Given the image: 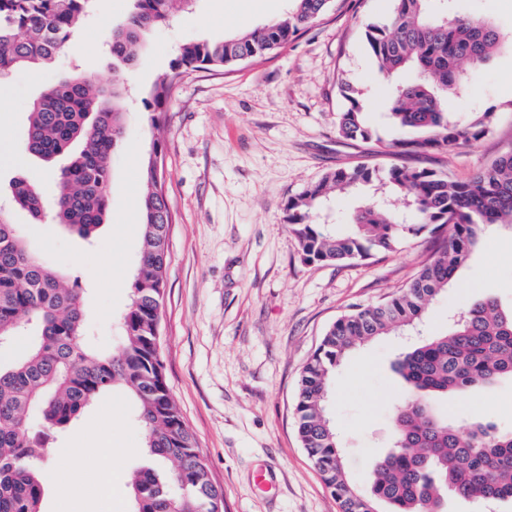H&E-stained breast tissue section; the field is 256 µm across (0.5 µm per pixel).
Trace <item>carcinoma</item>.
Returning a JSON list of instances; mask_svg holds the SVG:
<instances>
[{
  "instance_id": "obj_1",
  "label": "carcinoma",
  "mask_w": 512,
  "mask_h": 512,
  "mask_svg": "<svg viewBox=\"0 0 512 512\" xmlns=\"http://www.w3.org/2000/svg\"><path fill=\"white\" fill-rule=\"evenodd\" d=\"M92 2L0 0V77L53 61ZM133 2L125 22L107 35L121 70L137 63L150 32L189 10L193 0ZM291 2L287 13L262 27L217 42L183 44L170 76L152 91L154 125H161L174 81L186 71L224 68L283 49L328 10L326 0ZM364 36L382 74L415 72L411 82L395 85L386 102L389 124L402 133L387 145L392 155L451 153L489 132L494 112L456 118L448 111V97L463 94L470 70L486 64L499 46L501 34L491 19L452 15L437 0H393L389 22L367 26ZM341 93L348 106L338 113L336 134L372 140L362 118L366 92L345 81ZM122 100L120 84L100 87L82 73L46 90L32 105L26 150L45 163L68 152L72 157L55 172L52 198L19 177L10 184L13 203L36 220L48 204L59 224L92 237L108 215L110 159L125 135ZM141 177L142 247L122 318L123 339L114 350L85 342L82 289L30 252L15 225L0 220V339L16 343L30 336L12 360L0 364V512H42L40 472L54 455L56 434L116 387L132 399L148 461L129 476L134 512H216V503L224 500L170 394L156 335L172 223L161 143ZM359 186L372 187L373 194L352 211L351 231L338 233L316 220L336 194ZM286 210L289 231L307 262L365 261L395 251L407 237L448 229L398 294L336 319L302 370L295 403L298 435L340 512H379L381 503L389 512H445L441 498L448 494L473 503L512 502V432L491 423L462 429L432 405L434 398L485 390L512 377V311H503L494 297L466 301L447 332L399 354L394 369L408 394L392 416L398 447L376 459L371 495L351 483L325 409L329 380L353 349L423 327L429 306L484 232L497 224L512 227V149L464 181L402 161L385 169L336 167L288 200ZM35 409L37 425L31 419Z\"/></svg>"
}]
</instances>
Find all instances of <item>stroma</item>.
Listing matches in <instances>:
<instances>
[{
	"instance_id": "stroma-1",
	"label": "stroma",
	"mask_w": 512,
	"mask_h": 512,
	"mask_svg": "<svg viewBox=\"0 0 512 512\" xmlns=\"http://www.w3.org/2000/svg\"><path fill=\"white\" fill-rule=\"evenodd\" d=\"M289 0H197L192 13L153 31L138 64L119 71L106 33L123 23L132 0H95L79 32L46 66L0 77L8 104L0 111V141L13 159L0 161V216L15 224L28 247L85 288L87 343L111 349L121 341L140 250L142 163L154 143L163 150L169 226L160 353L168 386L193 432L212 483L224 492V512H339L302 447L293 412L301 371L325 330L353 306L396 293L433 248L431 236L411 238L385 255L357 262H304L286 223L290 198L339 166L388 167L384 152L395 133L384 103L390 83L364 40L366 26L386 23L391 0H335L287 48L226 68L185 74L174 86L160 127H152L154 86L170 73L183 43L213 41L280 17ZM460 12L492 17L501 46L471 71L466 95L449 111L495 112L490 131L453 153L411 155L407 164L454 179L512 147V0H456ZM88 71L102 85L121 81L126 135L111 158L109 213L85 240L14 207L10 181L25 175L45 195L56 189L50 169L25 149L30 106L46 88ZM367 93L366 124L379 138L345 140L336 117L346 107L341 81ZM491 295L512 308V228L486 232L469 260L430 306V333L446 331L449 315L468 298ZM403 343L388 336L350 354L333 377L328 414L341 436L348 474L361 493L373 483V461L392 443L391 413L406 390L393 371ZM461 423L494 422L512 431V379L483 393L449 396ZM110 441L142 443L132 404L119 390L100 397L65 430L44 467L42 512H75L62 481L68 449Z\"/></svg>"
}]
</instances>
